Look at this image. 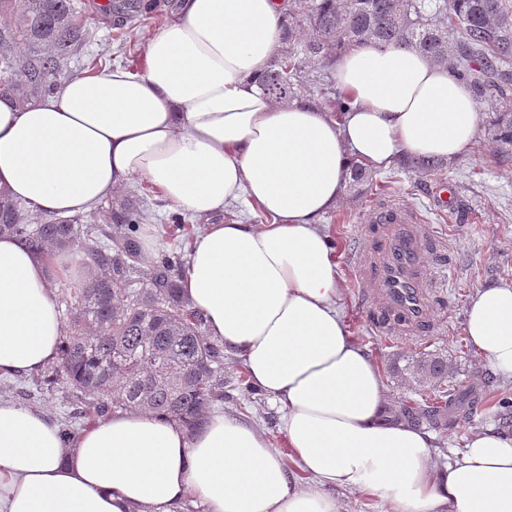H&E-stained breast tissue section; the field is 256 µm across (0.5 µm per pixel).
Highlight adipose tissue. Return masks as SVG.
I'll list each match as a JSON object with an SVG mask.
<instances>
[{
  "label": "adipose tissue",
  "instance_id": "obj_1",
  "mask_svg": "<svg viewBox=\"0 0 512 512\" xmlns=\"http://www.w3.org/2000/svg\"><path fill=\"white\" fill-rule=\"evenodd\" d=\"M284 0H182L124 66L84 73L20 106L0 95V187L50 215L89 210L133 178L206 218L243 203L268 216L207 225L193 240L184 293L210 336L280 403L282 445L214 413L190 431L118 411L63 444L56 423L0 400V512H340L335 490L393 512H512V435L469 433L459 458L433 459L426 433L384 420L381 372L338 309L335 255L319 221L350 169L403 157L452 160L475 141L470 89L415 51L356 44L335 64L342 117L264 94ZM54 261L0 237V377L54 361L64 334ZM465 332L512 378V279L477 288Z\"/></svg>",
  "mask_w": 512,
  "mask_h": 512
}]
</instances>
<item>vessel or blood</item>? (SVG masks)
I'll use <instances>...</instances> for the list:
<instances>
[{
	"label": "vessel or blood",
	"mask_w": 512,
	"mask_h": 512,
	"mask_svg": "<svg viewBox=\"0 0 512 512\" xmlns=\"http://www.w3.org/2000/svg\"><path fill=\"white\" fill-rule=\"evenodd\" d=\"M421 216L392 198L375 203L364 214L374 240L355 255L357 286L363 297L376 300L373 324L379 335L400 331L416 337L432 333L431 299L437 278L427 261Z\"/></svg>",
	"instance_id": "obj_1"
}]
</instances>
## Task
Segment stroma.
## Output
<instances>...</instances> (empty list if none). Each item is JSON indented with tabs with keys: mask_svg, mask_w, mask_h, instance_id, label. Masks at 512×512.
<instances>
[{
	"mask_svg": "<svg viewBox=\"0 0 512 512\" xmlns=\"http://www.w3.org/2000/svg\"><path fill=\"white\" fill-rule=\"evenodd\" d=\"M77 3L76 20L83 26L86 39L69 68L82 74L92 62L114 66L133 60L152 31L171 16L178 0H151V9L127 8L111 15L101 12L99 0ZM133 195L143 199L150 215L139 232L140 270H148L161 254L188 253L185 236L165 231L175 207L140 178L132 179L115 198L121 201ZM448 195L453 198L449 204L444 201ZM388 196L418 209L423 217L429 259L440 282L432 301L436 326L429 336L378 335L373 330L375 304L358 293L350 256L369 245L362 223L365 211ZM320 224L336 252L341 312L351 335L377 363L391 409L434 396L432 381L421 382L394 370L396 364L419 353H437L447 359V388L461 390L472 380L492 378L490 395L470 419L431 429L434 461L437 467L446 466L463 449L468 433L496 427L500 399L512 401V380L493 376L470 346L464 327L465 309L474 290L512 278V154H499L489 131V116L481 114L476 141L466 153L425 176L399 163L372 172L368 182L348 186L340 204L323 216ZM245 373L242 358L233 350H225L224 412L255 425L274 443H281L279 404L244 383ZM40 380L37 372L0 379V398L40 410L55 421L66 417L71 410L68 400L61 391L39 389Z\"/></svg>",
	"mask_w": 512,
	"mask_h": 512,
	"instance_id": "1",
	"label": "stroma"
}]
</instances>
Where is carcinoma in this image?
Segmentation results:
<instances>
[{"label": "carcinoma", "mask_w": 512, "mask_h": 512, "mask_svg": "<svg viewBox=\"0 0 512 512\" xmlns=\"http://www.w3.org/2000/svg\"><path fill=\"white\" fill-rule=\"evenodd\" d=\"M282 49L276 51L260 86L271 98L291 102L306 82H316L323 68L352 44H380L412 49L433 62H453L450 76L466 81L477 103L512 91V11L503 0H288L282 20ZM85 41L72 0H23L20 24L0 28V63L22 69L27 103L57 90L58 79ZM27 47L24 60L11 47ZM318 66L317 71L305 64ZM492 139L512 148V112H495ZM124 226L118 236L109 222ZM146 215L138 202L126 200L83 218H44L30 214L0 189V235H9L49 258L56 250L77 247L83 264L95 274L82 285L61 288L56 300L71 309V328L63 336L56 365L44 384L70 390L73 414L60 420L63 438L77 434L73 420L88 410L105 415L135 410L195 429L205 411L224 401V351L204 334L205 322L183 294L182 260L161 256L138 277V234ZM447 362L433 354L407 360L404 371L441 381ZM478 384L466 391H440L420 405L405 404L398 417L414 426L447 424L448 407L457 418L473 410Z\"/></svg>", "instance_id": "obj_1"}]
</instances>
